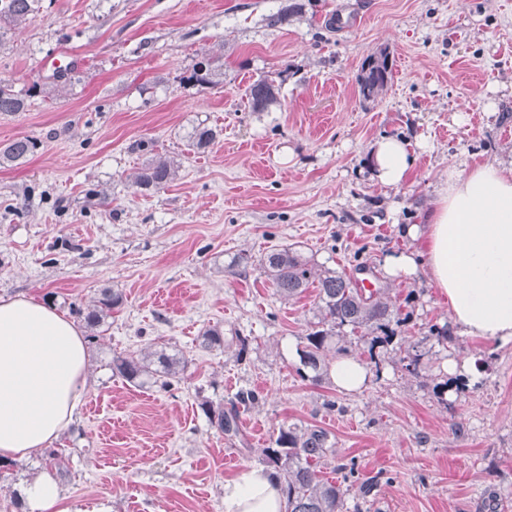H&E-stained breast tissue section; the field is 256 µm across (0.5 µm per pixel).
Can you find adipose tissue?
Returning a JSON list of instances; mask_svg holds the SVG:
<instances>
[{
    "instance_id": "adipose-tissue-1",
    "label": "adipose tissue",
    "mask_w": 512,
    "mask_h": 512,
    "mask_svg": "<svg viewBox=\"0 0 512 512\" xmlns=\"http://www.w3.org/2000/svg\"><path fill=\"white\" fill-rule=\"evenodd\" d=\"M413 163L407 141L385 136L370 173L395 188ZM416 249L386 254L390 277L424 274L446 298L457 333L512 343V162L449 166L434 208L406 224ZM90 354L79 326L47 301L0 297V461L49 447L72 422L86 390ZM28 512H72L50 472L25 482ZM272 470L249 466L224 482V512H284Z\"/></svg>"
}]
</instances>
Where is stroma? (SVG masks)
I'll return each instance as SVG.
<instances>
[{
	"label": "stroma",
	"instance_id": "stroma-1",
	"mask_svg": "<svg viewBox=\"0 0 512 512\" xmlns=\"http://www.w3.org/2000/svg\"><path fill=\"white\" fill-rule=\"evenodd\" d=\"M271 26L282 0H41L27 26L0 30V82L28 94L0 114V146L29 136L35 153L0 168V296L86 307L100 289L122 292L103 338L91 343L88 391L70 427L44 453L0 468V512L50 468L67 502L94 512H224V482L263 462L280 428L316 425L336 450L326 478L355 464L346 512H512V345L454 335L427 340L451 311L423 276L388 278L385 254L414 249L405 224L423 223L449 165L512 160V0H302ZM387 51L393 79L363 102L362 62ZM71 80L52 96L43 59ZM210 58L212 83L185 77ZM270 77L279 102L245 107ZM220 129L206 152L186 151L197 125ZM385 135L416 157L403 185L372 180ZM179 157L177 180L144 193L129 176L149 157ZM300 247L316 266L387 285L407 321L366 388L340 391L301 378L298 349L317 320V291L284 301L256 267L229 274L241 253ZM250 339L204 352L212 325ZM421 342V372L400 359ZM181 350V382L149 390L113 375V354ZM473 357L481 386H453L449 357ZM260 401L226 440L202 401ZM335 401L336 409L325 406ZM372 482L370 496L358 486Z\"/></svg>",
	"mask_w": 512,
	"mask_h": 512
}]
</instances>
